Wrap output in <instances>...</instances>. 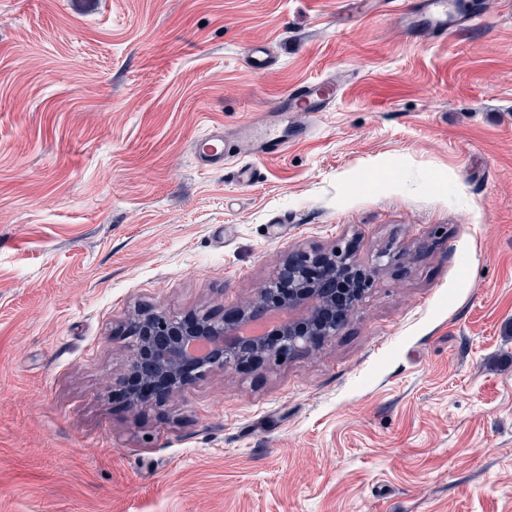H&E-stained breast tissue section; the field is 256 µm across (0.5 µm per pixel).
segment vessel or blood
<instances>
[{"label":"vessel or blood","mask_w":512,"mask_h":512,"mask_svg":"<svg viewBox=\"0 0 512 512\" xmlns=\"http://www.w3.org/2000/svg\"><path fill=\"white\" fill-rule=\"evenodd\" d=\"M475 20L461 0H418V7L409 22V30L425 28L436 37L445 36L452 27H466ZM336 98V81L322 78L293 88L280 102L281 114L291 112H321ZM288 146L286 136L278 134L272 121L255 120L244 125L232 138H225L222 129L213 128L204 132L194 143L192 154L198 167L220 170L226 158L238 159L235 173L238 184L250 185L255 169L250 157L263 155L274 157Z\"/></svg>","instance_id":"b4317fda"}]
</instances>
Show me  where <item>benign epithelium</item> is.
Returning a JSON list of instances; mask_svg holds the SVG:
<instances>
[{"mask_svg": "<svg viewBox=\"0 0 512 512\" xmlns=\"http://www.w3.org/2000/svg\"><path fill=\"white\" fill-rule=\"evenodd\" d=\"M394 260L387 250L377 253L370 264L343 250L302 252L282 260L275 274L257 288L250 304L226 310L220 318L209 313L183 318L140 313L129 324L136 340L127 378L155 385V402L160 404L209 371L275 365L307 349L312 339L333 337L341 331L345 317L331 321L323 317L324 310L336 304L334 285L354 293L355 306L375 276ZM315 265L323 268L333 287L309 277ZM283 275L290 283L286 294L278 288ZM271 336L275 337L273 344Z\"/></svg>", "mask_w": 512, "mask_h": 512, "instance_id": "obj_1", "label": "benign epithelium"}]
</instances>
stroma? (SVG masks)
Listing matches in <instances>:
<instances>
[{
  "label": "stroma",
  "mask_w": 512,
  "mask_h": 512,
  "mask_svg": "<svg viewBox=\"0 0 512 512\" xmlns=\"http://www.w3.org/2000/svg\"><path fill=\"white\" fill-rule=\"evenodd\" d=\"M474 2L435 38L406 0H0V512H512V0ZM323 77L253 185L195 164ZM337 245L398 256L337 336L128 406L133 314ZM336 99V80L322 78L293 88L280 102V115L288 112H323Z\"/></svg>",
  "instance_id": "35a3bbf8"
}]
</instances>
